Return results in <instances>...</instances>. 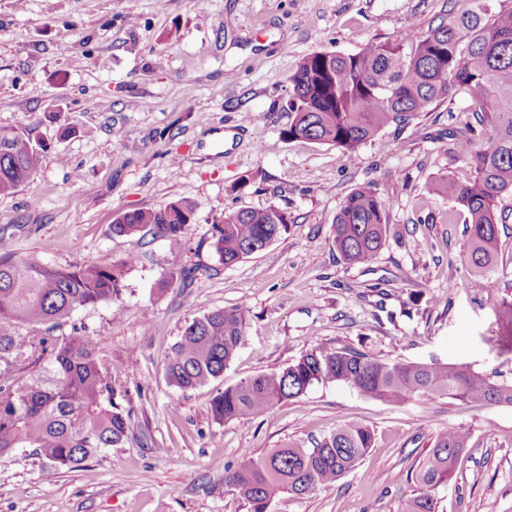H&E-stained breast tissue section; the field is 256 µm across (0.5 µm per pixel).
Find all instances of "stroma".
<instances>
[{
  "label": "stroma",
  "instance_id": "obj_1",
  "mask_svg": "<svg viewBox=\"0 0 512 512\" xmlns=\"http://www.w3.org/2000/svg\"><path fill=\"white\" fill-rule=\"evenodd\" d=\"M471 0H0V128L45 150L30 183L0 196V257L58 266L128 253L122 297L78 309L118 369L132 424L123 445L67 470L21 448L0 459V512H250L224 478L243 449L305 448L348 420L372 448L359 469L268 512H403L412 475L444 430L471 446L436 512H512V406L445 396L400 402L319 384L257 418L215 421L211 398L288 366L313 346L393 361L450 363L512 381L496 312L512 301V194L498 203L500 249L482 290L469 287L461 205L432 192L469 168L454 133L471 121L453 96L352 154L285 141L292 75L316 51L415 43ZM391 199L390 235L350 266L332 239L352 190ZM175 199L196 206L189 234L128 238L123 213ZM277 206L288 231L226 266L208 242L228 209ZM246 305L245 335L221 379L182 392L164 373L185 327Z\"/></svg>",
  "mask_w": 512,
  "mask_h": 512
}]
</instances>
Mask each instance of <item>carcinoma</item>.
<instances>
[{"instance_id":"obj_1","label":"carcinoma","mask_w":512,"mask_h":512,"mask_svg":"<svg viewBox=\"0 0 512 512\" xmlns=\"http://www.w3.org/2000/svg\"><path fill=\"white\" fill-rule=\"evenodd\" d=\"M466 15L441 23L409 46L371 42L355 54L316 51L290 77L287 105L293 120L282 139L308 140L354 152L382 129L407 125L440 101L462 95L473 106L459 148L471 177L441 178L432 190L465 211L473 270L471 287L483 278L498 252L497 200L512 194V7L491 12L473 0ZM40 149L16 129L0 130V195L31 181ZM390 200L368 184L350 192L334 225V245L349 265L370 264L386 243ZM195 224V208L183 200L127 212L112 233L136 237L146 229L178 239ZM288 214L276 206L224 212L209 229L218 260L232 266L261 252L288 232ZM136 262L130 253L110 264L58 267L40 261L0 258V458L31 448L42 458L79 468L106 448L120 446L131 429V412L117 402L112 385L117 366L94 336H23L18 328L51 332L82 307L118 303L125 275ZM502 333L499 353L512 354V301L497 309ZM247 310H216L192 320L165 363L169 384L181 391L206 386L223 376L243 339ZM344 383L380 401L446 395L476 405L511 404L512 383H496L456 364L384 361L352 348L311 349L281 371L258 374L217 393L210 401L215 420L257 417L297 398L312 386ZM373 436L348 421L311 448L288 444L257 454L242 451L225 482L252 512H264L279 494L303 495L336 483L362 463ZM470 436L441 432L414 474L419 494L403 512H436L431 491L448 484Z\"/></svg>"}]
</instances>
